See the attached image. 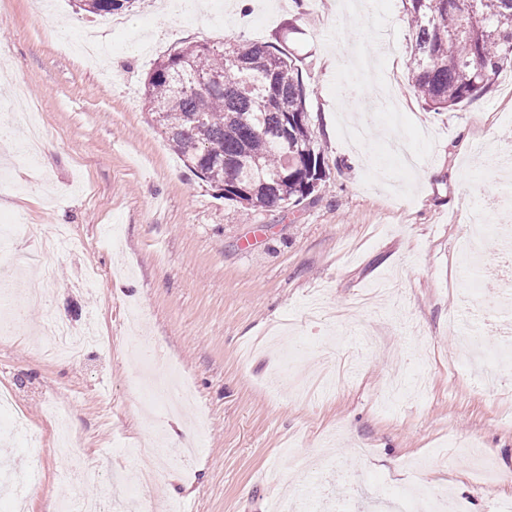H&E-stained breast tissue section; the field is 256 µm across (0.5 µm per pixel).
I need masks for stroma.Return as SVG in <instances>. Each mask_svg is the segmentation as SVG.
I'll return each mask as SVG.
<instances>
[{
	"label": "stroma",
	"mask_w": 512,
	"mask_h": 512,
	"mask_svg": "<svg viewBox=\"0 0 512 512\" xmlns=\"http://www.w3.org/2000/svg\"><path fill=\"white\" fill-rule=\"evenodd\" d=\"M202 2L190 18L168 0L98 18L76 0H0V104L36 106L44 131L34 166L0 145V218L13 219L21 250L61 226L73 240L44 257L45 305L0 343V388L29 425L12 434L0 419V441L15 457L42 444L26 499L0 512L123 494L132 448L158 434L175 448L187 431L193 455L159 464L133 512H400L395 493L417 458L442 512L512 503V376L486 388L480 360L512 357L494 275L504 239L484 237L476 296L462 250L486 196L512 201V167L493 158L512 143V70L433 110L412 86L406 0H372L352 24L336 0ZM380 28L392 49L376 52L371 81L395 95L391 111L345 102V65L325 66L353 41L371 49ZM279 39L327 182L299 205L254 211L178 158L145 81L192 43ZM52 319L111 337V351L50 360L37 331ZM143 344L190 383L197 411L180 415L168 399L141 409ZM57 414L87 462L111 459L99 483L68 480Z\"/></svg>",
	"instance_id": "35a3bbf8"
}]
</instances>
